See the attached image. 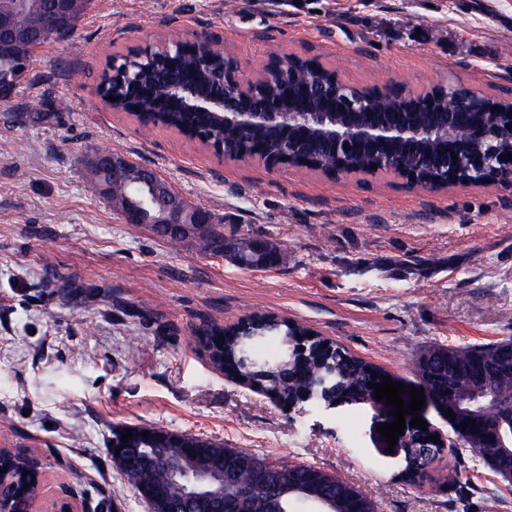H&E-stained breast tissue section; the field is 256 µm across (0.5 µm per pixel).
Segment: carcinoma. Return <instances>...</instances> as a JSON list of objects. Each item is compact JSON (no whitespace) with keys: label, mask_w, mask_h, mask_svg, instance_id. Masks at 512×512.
I'll use <instances>...</instances> for the list:
<instances>
[{"label":"carcinoma","mask_w":512,"mask_h":512,"mask_svg":"<svg viewBox=\"0 0 512 512\" xmlns=\"http://www.w3.org/2000/svg\"><path fill=\"white\" fill-rule=\"evenodd\" d=\"M50 0H0V10L11 13L15 26L24 29L30 16L47 10ZM53 41V37L44 35L32 40L0 41V77L10 73L18 58L34 56L37 49ZM100 88L105 97H115V106L129 112L131 104L121 99V92L112 86V75L101 76ZM209 137L214 144H224V153L233 156L241 151V141L224 140V131L212 127ZM108 199L114 205L138 196L139 189L134 179L122 181L109 180ZM269 330L267 315L258 314L248 330L235 328L223 329L212 327L208 335L218 338L221 347L211 353L214 363L224 366L225 371L234 375L241 383L263 389L277 384L275 375L268 372L263 362L276 363L281 373L287 375V383L281 386L283 396L291 404L303 402L307 405L321 407L323 400L310 397L299 400L300 393L306 390L318 368L317 360H309L311 345H302L295 340V335L306 336L311 330L300 325L284 329L288 334V343L269 351L266 348L268 337L260 332ZM512 349V338L494 342L469 344L449 347L437 345L427 349L416 361L414 375L417 384L424 388L430 405L435 412L448 421L452 432L464 439L467 448L475 453V461L497 472L495 461L502 451L512 453V425L502 427L498 445H488L482 441L483 425L478 413L486 401L482 393H503L512 390V371L497 376L487 372V365L494 360L498 351ZM336 374L334 395L348 406L375 408L372 385L383 381L388 375L384 369L350 354L344 348L336 347V357L331 359ZM377 378H372V375ZM452 415H447V411ZM469 428L462 429L464 422ZM408 442L412 446L410 457L404 460L405 473L414 478H422L430 465L444 452L454 454L456 448L445 450L428 443L424 432L409 434ZM184 455L181 448H167L161 455H154L152 450L138 447L134 450L132 463L123 471L128 483L134 487L161 484L174 499L182 497L180 485L171 481L169 464ZM268 480L267 489L252 495L255 512H313L317 509V500L326 499L327 512H377L378 504L362 489L336 475L310 464H295L284 467L267 459H261ZM251 484L240 478L224 481V502L232 505L238 496L249 491ZM40 484L30 476L18 474L16 487L10 486L4 492L14 496L20 494L25 498L40 493Z\"/></svg>","instance_id":"1"}]
</instances>
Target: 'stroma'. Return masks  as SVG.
Returning <instances> with one entry per match:
<instances>
[{
  "instance_id": "stroma-1",
  "label": "stroma",
  "mask_w": 512,
  "mask_h": 512,
  "mask_svg": "<svg viewBox=\"0 0 512 512\" xmlns=\"http://www.w3.org/2000/svg\"><path fill=\"white\" fill-rule=\"evenodd\" d=\"M204 35L247 71L314 56L357 86L512 94V0H92L68 40L36 51L33 83L0 102V448L36 457L51 493L91 512H148L111 463L127 426L321 467L381 512H512V484L470 451L408 480L377 446L373 410L274 405L216 372L201 343L205 328L270 313L411 385L432 346L512 337V185L433 193L391 174L272 171L99 100L109 57ZM33 101L41 118L27 116ZM103 150L155 171L224 238L276 243L280 264L248 269L123 223L92 184ZM456 465L469 495L444 482Z\"/></svg>"
}]
</instances>
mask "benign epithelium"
<instances>
[{
    "label": "benign epithelium",
    "instance_id": "obj_1",
    "mask_svg": "<svg viewBox=\"0 0 512 512\" xmlns=\"http://www.w3.org/2000/svg\"><path fill=\"white\" fill-rule=\"evenodd\" d=\"M71 0H53L46 16L31 19L28 32L41 34L47 26L65 29L71 21ZM299 62L293 55L275 56L258 72L246 74L237 57L224 48V42L208 36L192 40L171 39L157 46H140L126 55H114L105 71L112 72V81L122 86L126 98L138 101L150 99L160 91L167 95L171 107L178 112L208 115L224 127V136L244 135L272 139L283 129L294 136L279 141L273 152H250L241 160L257 161L269 169H301L308 151L316 146L331 148L330 171L324 176L338 179L354 173L350 158L366 151L376 167L367 169L375 174L390 166V150L396 145L410 148L405 162L396 175L412 186H419L418 174L432 166V151L457 160L439 173L426 190L439 192L454 186H489L512 183V160L499 163L501 141L506 139L503 126L489 116L492 108L488 97L470 88L447 82H437L425 89V104L418 95L403 92L393 95L390 87H359L331 77L335 90L324 83L288 88ZM31 61L19 62L13 75L0 78V101L12 98L26 81ZM344 110H339V106ZM349 149H344V146ZM465 165L475 177L461 181L456 177L457 166ZM94 165L107 167L112 178L128 173V160L105 152L98 154ZM143 195L156 199L155 218H145L142 206L126 202L120 208L126 224L150 223L158 233L166 232L182 238L197 237L210 223V216L201 209L190 210L171 189L161 194L160 182L149 172L139 181ZM249 250L256 258L255 268L276 265L280 252L269 242L252 238ZM151 448H181L187 436L167 431L148 432L142 438ZM254 471L256 484L264 486L261 467L245 459L225 461V472L197 469L190 472L177 466L173 473L184 481L183 500L167 505L161 498L149 494L141 497L151 512H190L193 508H211L212 503H224L219 489L224 487V474L242 468ZM0 512H88L85 504L72 494L48 497L42 493L27 501L6 498L0 493Z\"/></svg>",
    "mask_w": 512,
    "mask_h": 512
}]
</instances>
